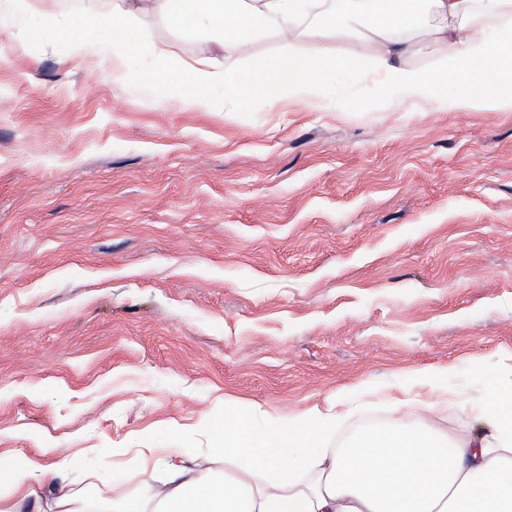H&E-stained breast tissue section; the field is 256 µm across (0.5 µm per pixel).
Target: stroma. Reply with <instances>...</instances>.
Segmentation results:
<instances>
[{
    "mask_svg": "<svg viewBox=\"0 0 512 512\" xmlns=\"http://www.w3.org/2000/svg\"><path fill=\"white\" fill-rule=\"evenodd\" d=\"M30 3L25 45L0 32V458L68 449L109 499L121 449L207 450L205 416L339 399L344 438L430 367L512 385V112L365 111L364 38L331 103L186 105L153 74L207 38L146 5L117 78L111 33L62 28L111 0Z\"/></svg>",
    "mask_w": 512,
    "mask_h": 512,
    "instance_id": "obj_1",
    "label": "stroma"
}]
</instances>
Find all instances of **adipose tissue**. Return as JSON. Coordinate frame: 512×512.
Instances as JSON below:
<instances>
[{
    "label": "adipose tissue",
    "mask_w": 512,
    "mask_h": 512,
    "mask_svg": "<svg viewBox=\"0 0 512 512\" xmlns=\"http://www.w3.org/2000/svg\"><path fill=\"white\" fill-rule=\"evenodd\" d=\"M154 3L177 27L209 33L222 47L278 36L279 54L253 57L245 83L219 58L185 62L193 83L223 87L234 99L246 90L273 106L327 99L325 73L346 63L334 41L363 33L373 45L368 70L380 84L369 111L512 112V0H389L380 12L372 0ZM139 10L138 0H122L112 11L113 72L125 66ZM489 19L499 28L487 29ZM310 34L313 45L302 51ZM429 41L451 42L454 50L427 73L409 60ZM447 401L444 392L419 409L396 400L400 418L392 427L362 431L340 451L324 445L348 417L334 403L270 418L265 427L228 415L208 426L223 449V469L208 454L135 448L137 491L102 505L105 512H512V421L500 413L499 393L460 401L481 424L477 433L454 436L436 425ZM53 454L47 466L25 456L0 460V486L9 488L0 512H87L61 478L69 456L58 448Z\"/></svg>",
    "instance_id": "ef3b65f1"
}]
</instances>
